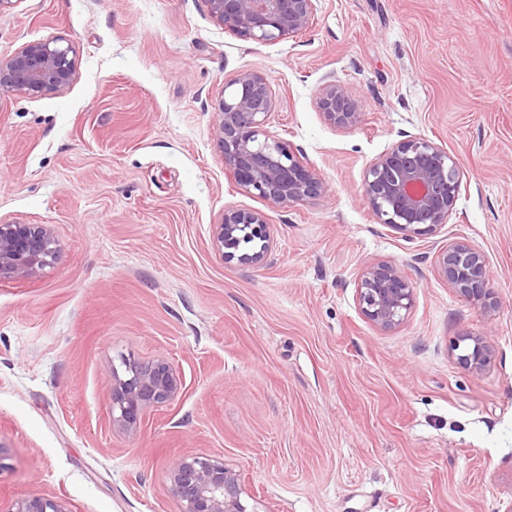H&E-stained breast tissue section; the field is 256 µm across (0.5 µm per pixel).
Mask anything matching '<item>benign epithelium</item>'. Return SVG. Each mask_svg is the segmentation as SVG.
Segmentation results:
<instances>
[{
	"mask_svg": "<svg viewBox=\"0 0 512 512\" xmlns=\"http://www.w3.org/2000/svg\"><path fill=\"white\" fill-rule=\"evenodd\" d=\"M209 15L238 36L258 43L293 38L310 25L312 0H205ZM74 50L54 37L32 41L8 57H0V98L15 94L41 97L65 92L76 78ZM276 105L272 88L257 71L237 74L224 85L215 103V132L225 166L243 190L286 208L329 190L314 171L304 166L288 144L265 126ZM324 121L350 129L360 125L353 88L330 83L319 97ZM462 171L448 149L420 136L407 135L368 166L359 196L376 222L386 224L407 241L437 235L456 214ZM215 244L227 261L260 264L270 250L269 225L263 214L226 208L215 225ZM49 224L0 220V281L36 278L55 258ZM439 277L458 295L491 312L497 301L489 287L486 255L464 241L439 249ZM362 314L381 330L399 326L414 303V286L398 268L368 267L358 284ZM466 352L461 354V345ZM457 360L475 371L491 359L483 336H459L453 344ZM125 375L112 370V425L131 431L149 410L173 401L181 381L162 360H122ZM167 478L178 512H247L241 501L240 473L211 455L178 456L167 465ZM12 512H70L56 495H22Z\"/></svg>",
	"mask_w": 512,
	"mask_h": 512,
	"instance_id": "benign-epithelium-1",
	"label": "benign epithelium"
}]
</instances>
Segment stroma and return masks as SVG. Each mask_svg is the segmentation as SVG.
Segmentation results:
<instances>
[{
  "mask_svg": "<svg viewBox=\"0 0 512 512\" xmlns=\"http://www.w3.org/2000/svg\"><path fill=\"white\" fill-rule=\"evenodd\" d=\"M57 37L64 93L0 99V219L52 225L53 262L0 283V512L54 494L70 512H177L166 469L221 455L250 512H512V0H313L307 31L256 43L205 0H17L0 56ZM263 73L267 129L330 186L282 209L243 191L213 124L225 82ZM333 81L365 119L329 126ZM464 172L457 212L406 241L358 194L402 135ZM262 212L264 263L224 261L225 208ZM466 240L489 259L488 313L435 270ZM414 304L390 331L358 305L370 265ZM483 336L490 365L451 351ZM164 360L177 398L112 425V369ZM466 344V352L457 354V360L475 371L485 367L491 359V350L488 340L483 336H458L453 344L452 351H459L461 345Z\"/></svg>",
  "mask_w": 512,
  "mask_h": 512,
  "instance_id": "obj_1",
  "label": "stroma"
}]
</instances>
